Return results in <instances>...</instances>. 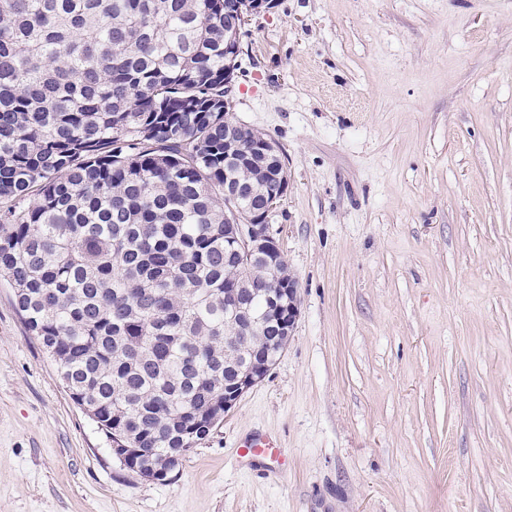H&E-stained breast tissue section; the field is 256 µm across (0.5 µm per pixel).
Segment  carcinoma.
<instances>
[{"label": "carcinoma", "mask_w": 512, "mask_h": 512, "mask_svg": "<svg viewBox=\"0 0 512 512\" xmlns=\"http://www.w3.org/2000/svg\"><path fill=\"white\" fill-rule=\"evenodd\" d=\"M224 30V0H0V278L75 403L174 471L232 359L281 355L224 347V290L267 274L225 228L224 182L266 177L250 131L224 156Z\"/></svg>", "instance_id": "carcinoma-1"}]
</instances>
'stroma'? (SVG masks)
<instances>
[{
    "mask_svg": "<svg viewBox=\"0 0 512 512\" xmlns=\"http://www.w3.org/2000/svg\"><path fill=\"white\" fill-rule=\"evenodd\" d=\"M234 116L288 170L285 350L150 481L0 282V512H512V0H276ZM243 453H239L240 457H252L256 459H269L271 462L276 463L277 466L270 467V469H278L280 461L278 453L275 448H278L276 443L270 438L262 434H252L251 437L246 439L242 446Z\"/></svg>",
    "mask_w": 512,
    "mask_h": 512,
    "instance_id": "1",
    "label": "stroma"
}]
</instances>
